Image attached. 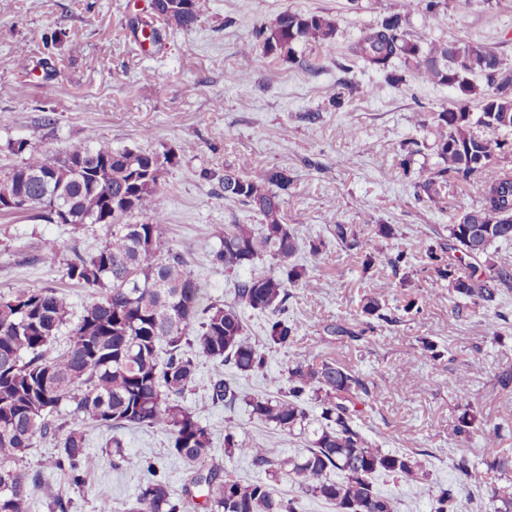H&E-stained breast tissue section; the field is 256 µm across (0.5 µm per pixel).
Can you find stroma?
<instances>
[{
    "label": "stroma",
    "mask_w": 512,
    "mask_h": 512,
    "mask_svg": "<svg viewBox=\"0 0 512 512\" xmlns=\"http://www.w3.org/2000/svg\"><path fill=\"white\" fill-rule=\"evenodd\" d=\"M400 0H208L200 22L188 31H160L159 44L146 43L130 27L131 18L151 20L150 0H0V172L20 166L24 157L6 143L24 139L52 156L95 132L112 148L153 152L173 150L175 162L162 180L163 207L170 248L184 254L193 278L207 298L230 301L235 275L212 261L226 224L260 229L261 217L226 201L220 187L224 168L246 160L253 167L286 169L285 217L300 242L323 243L320 266L307 268L306 282L292 287L284 316L295 323L294 344L268 352L265 375L239 378L251 395L265 393L270 376L289 363L329 357L354 370L375 396L358 421L372 446L386 451H416L430 474L427 484L413 486L376 479L393 497L399 512H429L432 492L455 481L454 456L465 454L477 472L502 493L512 492V470L492 471L493 459H512V387L501 389L498 376L512 372V288L492 304L473 305L457 297L447 281L424 270L418 252L426 242L447 241L448 226L459 213L478 206L481 179L448 192L437 207L418 200L414 181L419 167H433L431 150L403 167L402 145L421 138V112H438L454 103L457 92L407 74L393 87L376 74L351 73L356 89L341 108L328 104L342 78L337 64L361 31L397 12ZM327 15L335 25L332 39L299 46L306 67L244 52L262 24L283 11ZM409 29L422 38L465 45L485 44L503 68L512 71V0H442L433 12L418 8ZM64 38L47 51L44 33ZM24 47L25 62L16 49ZM318 113L316 122L303 120ZM55 122L44 125L43 115ZM350 224L370 240L380 258L366 270L352 252L339 246L334 225ZM392 233L379 235V225ZM99 224L74 227L51 224L23 213L0 215V294L24 285L65 292L73 316H80L92 289L70 281L66 265L74 254L89 255L105 241ZM56 247L55 262L45 258ZM413 256L410 269L393 271L385 260L397 251ZM383 292L388 321L354 340L335 337L327 326L357 325L364 296ZM427 297L423 312L405 314L412 298ZM442 352L432 358L422 339ZM406 374L391 384L396 366ZM222 362L201 360L198 384L186 403L212 434L213 461L245 482L264 479L243 455L226 456L224 429L234 423L247 444L269 435L264 423L244 408L225 410L213 404L207 386L230 375ZM470 381L468 396L449 385L457 374ZM504 427L497 447L480 435L463 440L449 427L462 413ZM122 459H114L110 433L88 428L86 446L101 465L85 486L61 488L47 480L36 492L30 512H51L49 492L64 490L71 512H124L153 462L174 493H181L186 466L172 455L159 433L122 430Z\"/></svg>",
    "instance_id": "stroma-1"
}]
</instances>
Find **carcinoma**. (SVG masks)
Masks as SVG:
<instances>
[{"label": "carcinoma", "instance_id": "1", "mask_svg": "<svg viewBox=\"0 0 512 512\" xmlns=\"http://www.w3.org/2000/svg\"><path fill=\"white\" fill-rule=\"evenodd\" d=\"M431 11L438 0H402L401 10L382 18L349 45L340 70L385 74L400 84V60L421 80L455 85L460 100L422 122V139L405 143L406 160L431 149L437 157L432 171H418L417 195L438 203L448 186H464L489 166L512 155V71L502 70L494 51L481 43L462 47L426 42L410 33L408 16L420 4ZM155 17L172 30H190L203 14V0H157ZM335 32L322 14L281 12L256 30L262 54L301 62L297 48L324 42ZM484 75L487 89L477 94L468 81ZM96 135L73 144L62 157H51L24 140L10 141L9 151L28 153L22 165L0 176V199L27 197L31 208L54 222L64 212L67 224H101L107 238L88 256L67 263L69 280L95 290V296L73 324L70 341L52 349L60 329L69 323L65 294L50 288L18 285L0 294V512H29L35 492L51 470L66 483L82 487L100 459L86 448L82 429L93 424L108 430L140 429L168 437L169 451L187 470L183 493L174 497L152 462L150 478L141 485L127 512H299L300 496L321 499L336 512H398L394 498L374 485L378 476L420 484L427 473L409 451L372 448L355 421L371 406V391L343 363L322 359L301 361L287 376L270 381L274 391L244 393L236 379L210 383L215 404L245 405L250 416L279 434H297L305 448L285 457L276 443L246 445L234 427H225L224 454H245L266 481L243 482L207 463L212 453L209 428L185 404L195 386L202 358L231 364L242 377L264 373L266 350L293 343L296 327L281 318L290 293L306 269L294 263L299 242L284 219L290 179L285 170H252L242 161L224 168V198L251 207L263 217L260 231L245 224L224 225V236L212 261L227 272L248 270L226 303H203L204 293L188 271L183 254L168 248L161 181L176 155L171 150L143 152L95 145ZM135 216L141 220L133 223ZM336 243L354 250L369 269L375 253L351 224L334 225ZM512 241V169L502 168L482 181L480 205L448 226V242L427 243L424 268L448 282L453 292L474 305L490 304L512 287V259L490 261L489 248ZM270 257V265L258 263ZM267 316L264 343L252 342L240 310ZM379 297L364 299L361 328H327L338 336L361 337L374 330L373 320H387ZM321 412L309 418L305 403ZM458 436L478 432L497 442L503 428L475 423L462 414L454 425ZM51 442L57 452L36 472L18 466L29 448ZM455 485L433 495L430 512H461L462 502L483 504L496 497L477 481L465 455L452 460ZM291 482L293 496L276 489ZM206 488L205 501L194 490Z\"/></svg>", "mask_w": 512, "mask_h": 512}]
</instances>
